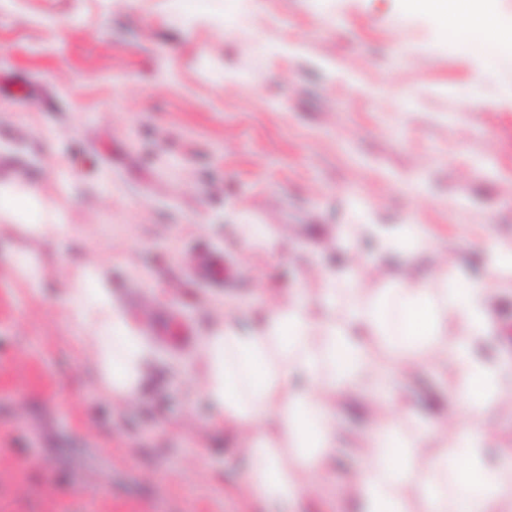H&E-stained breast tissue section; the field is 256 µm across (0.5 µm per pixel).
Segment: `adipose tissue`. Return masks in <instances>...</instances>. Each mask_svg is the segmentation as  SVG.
I'll list each match as a JSON object with an SVG mask.
<instances>
[{
	"instance_id": "adipose-tissue-1",
	"label": "adipose tissue",
	"mask_w": 512,
	"mask_h": 512,
	"mask_svg": "<svg viewBox=\"0 0 512 512\" xmlns=\"http://www.w3.org/2000/svg\"><path fill=\"white\" fill-rule=\"evenodd\" d=\"M408 10L450 21L451 36L475 35L494 46L512 45L491 0H405ZM493 291L470 283L435 285L421 279L366 297L354 278H329L318 299L286 298L268 308L261 324L241 331L225 323L204 336L199 353L205 365L203 389L216 418L245 429L249 466L242 476L262 502L287 504L306 491L302 471L321 465L340 450L329 396L336 390L374 388L410 368L464 370L465 382L452 401L467 416L465 451L452 458L433 452L434 435L401 437L392 428L376 431L362 454L364 469L353 481L361 512H409L399 496L412 482L426 499V512H496L512 498L502 469L480 466L483 442L478 421L489 385L507 380V367L482 358L477 341L492 332ZM69 301L91 328L86 341L95 357L99 383L113 400L138 398L154 355L151 345L112 307L108 288L71 289ZM341 307L343 316L314 321V305ZM462 333L448 338V319ZM387 342V361L374 367L365 337ZM269 421L272 433L255 435L254 422Z\"/></svg>"
}]
</instances>
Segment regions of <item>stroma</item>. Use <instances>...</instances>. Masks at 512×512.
<instances>
[{
	"label": "stroma",
	"mask_w": 512,
	"mask_h": 512,
	"mask_svg": "<svg viewBox=\"0 0 512 512\" xmlns=\"http://www.w3.org/2000/svg\"><path fill=\"white\" fill-rule=\"evenodd\" d=\"M1 185L38 196L0 214V512H278L240 483L241 427L213 422L175 365L222 317L246 325L329 272L487 280L489 243L512 246V55L485 66L401 0H0ZM367 224L417 225L423 245L377 255ZM19 259L39 281L10 274ZM87 277L159 356L138 400L95 380L66 301ZM494 286L490 346L512 362V281ZM165 315L186 342L151 336ZM459 379L341 394L346 452L288 512H339L391 422L447 426L436 450L457 453L464 418L440 399ZM483 427L512 449V399Z\"/></svg>",
	"instance_id": "1"
}]
</instances>
